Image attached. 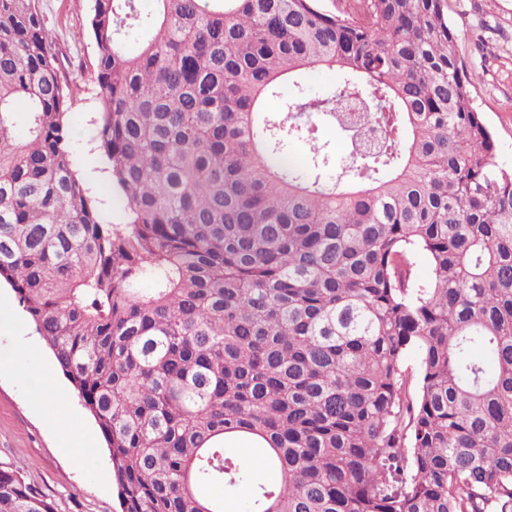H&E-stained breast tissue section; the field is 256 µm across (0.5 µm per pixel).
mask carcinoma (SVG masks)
Masks as SVG:
<instances>
[{"label":"carcinoma","mask_w":512,"mask_h":512,"mask_svg":"<svg viewBox=\"0 0 512 512\" xmlns=\"http://www.w3.org/2000/svg\"><path fill=\"white\" fill-rule=\"evenodd\" d=\"M153 2L89 15L115 215L77 169L38 0H0V280L106 441L121 512H512V170L447 0ZM324 67L343 79L310 98ZM314 118L355 139L334 180ZM239 432L275 479L224 447ZM0 512L57 510L1 467ZM342 81V74L337 70L319 69L306 73L302 78L307 93L312 96H324Z\"/></svg>","instance_id":"carcinoma-1"}]
</instances>
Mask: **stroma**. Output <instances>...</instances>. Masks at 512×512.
<instances>
[{"mask_svg": "<svg viewBox=\"0 0 512 512\" xmlns=\"http://www.w3.org/2000/svg\"><path fill=\"white\" fill-rule=\"evenodd\" d=\"M53 42L67 57L74 104L67 116L83 172L98 166L88 143L98 105L92 80L95 47L88 31L91 0H39ZM457 57L496 145V162L512 168V0H448ZM87 433L71 453L66 435ZM24 479L58 512H120L112 461L98 427L28 320L13 289L0 285V466Z\"/></svg>", "mask_w": 512, "mask_h": 512, "instance_id": "1", "label": "stroma"}]
</instances>
